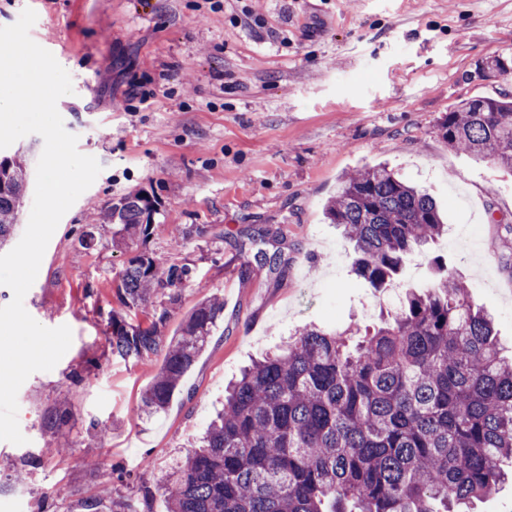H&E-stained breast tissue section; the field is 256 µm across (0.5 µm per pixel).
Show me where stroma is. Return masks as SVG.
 Listing matches in <instances>:
<instances>
[{"label": "stroma", "mask_w": 512, "mask_h": 512, "mask_svg": "<svg viewBox=\"0 0 512 512\" xmlns=\"http://www.w3.org/2000/svg\"><path fill=\"white\" fill-rule=\"evenodd\" d=\"M27 7L32 40L72 79L57 102L64 126L102 170L59 222L24 297L36 321L69 326L73 339L18 391L26 442L0 440V512H83L116 474L151 487V512H167L165 477L245 366L304 326L362 329L395 311L400 290L357 279L351 244L324 218L343 177L367 165L398 169L448 222L408 262L406 283L425 289L432 257L443 258L512 350V174L449 148L439 131L460 100L512 92L488 67L512 61V0H0V26ZM139 87L148 101L133 97ZM138 191L155 201L163 234L116 250L102 224L93 248L80 245L88 201L104 210ZM141 250L192 270L169 331L205 296L226 298L207 348L150 418L141 398L163 356H105L100 315ZM259 252L276 266L255 265ZM63 394L71 416L53 433L43 418ZM95 420L105 433L89 432ZM57 435L72 441L69 454L14 482Z\"/></svg>", "instance_id": "1"}]
</instances>
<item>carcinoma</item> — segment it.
Here are the masks:
<instances>
[{
    "label": "carcinoma",
    "mask_w": 512,
    "mask_h": 512,
    "mask_svg": "<svg viewBox=\"0 0 512 512\" xmlns=\"http://www.w3.org/2000/svg\"><path fill=\"white\" fill-rule=\"evenodd\" d=\"M452 149L512 172V94L469 98L446 113ZM30 182L19 158L0 162V244L15 231ZM154 201L120 197L104 219L112 246L157 231ZM354 247L355 274L373 288L399 277L405 258L442 236L434 199L385 165L342 179L325 205ZM185 265L142 252L113 279L105 335L114 359L163 353L142 411H164L224 313L202 299L166 335L182 301ZM347 332L305 327L280 352L244 369L224 408L167 476L168 512H454L501 485L512 462V359L466 286L442 273L407 289L399 313L355 344ZM70 416L50 413V430ZM112 496V512H150L151 491Z\"/></svg>",
    "instance_id": "carcinoma-1"
}]
</instances>
